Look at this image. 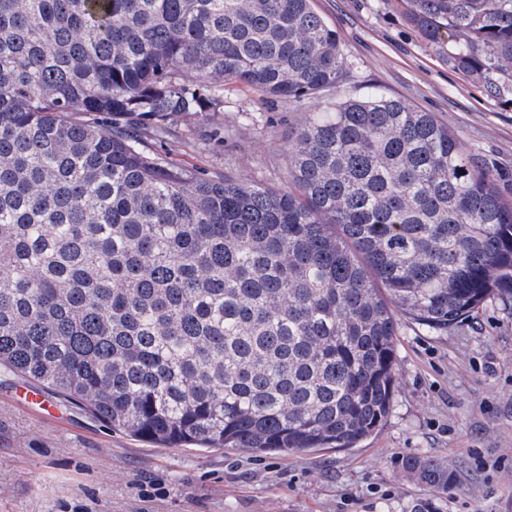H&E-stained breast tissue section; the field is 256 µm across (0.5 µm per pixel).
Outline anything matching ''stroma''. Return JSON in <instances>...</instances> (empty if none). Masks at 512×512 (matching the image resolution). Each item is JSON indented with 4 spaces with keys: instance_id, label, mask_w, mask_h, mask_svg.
<instances>
[{
    "instance_id": "1",
    "label": "stroma",
    "mask_w": 512,
    "mask_h": 512,
    "mask_svg": "<svg viewBox=\"0 0 512 512\" xmlns=\"http://www.w3.org/2000/svg\"><path fill=\"white\" fill-rule=\"evenodd\" d=\"M349 62L336 94L375 86L433 113L500 174L512 199V95L453 68L409 22L403 0H312ZM333 94V95H336ZM333 95L273 100L228 82L224 106L180 120L174 161L261 187L288 186L287 147ZM390 412L354 448L282 457L242 449L163 448L112 430L60 400L61 421L16 406L25 376L0 367V512H512V305L491 300L433 332L401 319ZM432 460L449 488L406 460Z\"/></svg>"
}]
</instances>
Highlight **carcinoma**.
Masks as SVG:
<instances>
[{
    "instance_id": "1",
    "label": "carcinoma",
    "mask_w": 512,
    "mask_h": 512,
    "mask_svg": "<svg viewBox=\"0 0 512 512\" xmlns=\"http://www.w3.org/2000/svg\"><path fill=\"white\" fill-rule=\"evenodd\" d=\"M404 2L455 68L512 90V0ZM346 67L311 0H0V366L168 448L376 431L399 316L438 332L512 302L497 170L375 86L297 129L288 190L142 138L220 111L226 81L304 100Z\"/></svg>"
}]
</instances>
